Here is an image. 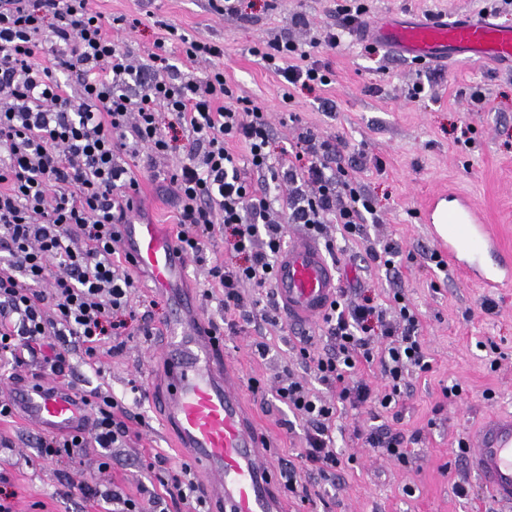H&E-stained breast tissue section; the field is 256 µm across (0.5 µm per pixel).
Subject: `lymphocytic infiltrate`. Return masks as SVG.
I'll return each mask as SVG.
<instances>
[{
	"mask_svg": "<svg viewBox=\"0 0 512 512\" xmlns=\"http://www.w3.org/2000/svg\"><path fill=\"white\" fill-rule=\"evenodd\" d=\"M129 25L125 16L97 10L93 0H0V255L7 263L0 270V370L21 364L27 351L62 376L72 347L94 365L106 341L127 336L137 280L120 258L115 227L143 212L133 160H142L177 202L179 253L201 259L206 241L223 235L232 258L210 266L208 275L224 294L230 327L245 315L243 285L271 286L286 224L316 237L336 224L343 237H357L374 212L358 181L338 165L335 139L302 131L287 161L273 160L270 122L250 100L233 95L223 70L194 78L173 62L177 56L209 62L223 56V47L168 24L142 65L112 38ZM361 26L357 15L345 13L309 44L274 39L261 60L290 88L329 85L328 68L312 60L313 49L336 47ZM165 113L183 133V160L168 170L157 166L174 150L162 126ZM236 143L245 145V157L233 151ZM259 178L287 186L282 205L256 186ZM323 321L330 349L317 354L303 346L299 355L339 400L390 407L407 390L411 371L431 368L419 315L401 292L386 308L368 294L356 302L336 296ZM375 361L381 391L349 384L361 365ZM276 394L308 424L305 465L322 475L341 469L330 447L334 404L287 379ZM90 396L92 436L37 438L41 456L71 459L92 442L122 446L130 433L127 408L106 390ZM163 489L142 501L116 486L80 487L112 512H167L166 501L189 502L197 484L176 477Z\"/></svg>",
	"mask_w": 512,
	"mask_h": 512,
	"instance_id": "f902f5d3",
	"label": "lymphocytic infiltrate"
}]
</instances>
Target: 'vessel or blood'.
<instances>
[{
  "label": "vessel or blood",
  "instance_id": "b4317fda",
  "mask_svg": "<svg viewBox=\"0 0 512 512\" xmlns=\"http://www.w3.org/2000/svg\"><path fill=\"white\" fill-rule=\"evenodd\" d=\"M370 32L414 63L445 64L460 56L512 62V29L485 16L384 18L373 22ZM424 217L434 226L436 250L448 264L474 276L485 289L512 284V253L501 249L470 198L436 195L427 201ZM119 234L128 260L172 295L162 352L167 385L159 404L178 447L190 451L218 512H288L268 466L270 445L255 434L238 378L224 361L223 338L206 332L195 300L179 290L186 265L171 237L158 225L141 223L120 225ZM273 287L283 317L294 324L310 323L336 295V270L320 243L301 233L281 253ZM11 391L18 414L43 433L67 435L90 428L88 399L57 381H20ZM470 466L492 497L512 503V415L482 427Z\"/></svg>",
  "mask_w": 512,
  "mask_h": 512
}]
</instances>
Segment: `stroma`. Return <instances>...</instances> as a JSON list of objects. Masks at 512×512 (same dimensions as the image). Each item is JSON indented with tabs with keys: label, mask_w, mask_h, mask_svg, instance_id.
Here are the masks:
<instances>
[{
	"label": "stroma",
	"mask_w": 512,
	"mask_h": 512,
	"mask_svg": "<svg viewBox=\"0 0 512 512\" xmlns=\"http://www.w3.org/2000/svg\"><path fill=\"white\" fill-rule=\"evenodd\" d=\"M96 4L105 13L137 20L136 28L119 31L114 39L143 64L161 34V19L223 46L224 78L234 95L267 113L274 153L290 147L304 128L340 140V163L355 166L379 221L349 240L336 225L328 226L326 237L338 250V285L349 292L364 289L382 303L402 290L420 314L432 369L413 376L388 409L338 402L301 363V338L316 351L330 348L323 322L291 325L274 311L225 335L224 359L237 369L246 406L271 444L273 473L291 465L299 469L298 491L286 496L288 512H512V504L485 490L458 448L459 441L472 440L484 419L512 413V286L487 293L460 272L437 269L430 259L435 250L430 227L420 220L429 197L455 191L477 204L501 246L512 252V67L462 57L446 67L414 64L361 32L316 53L330 69V85L289 93L256 54L277 37L302 42L318 37L338 24L342 5L361 7L365 21L404 13L429 19L477 16L486 9L496 22L511 26L512 5L501 0H244L242 15L235 17L215 13L210 0ZM416 84L423 91L415 99ZM134 173L144 191V223L175 229L174 200L157 192L145 170ZM389 243L400 249L395 275L374 259ZM226 256L223 239H212L204 263L188 260L183 282L198 297L200 317L218 329L224 326L222 292L212 291L209 299L203 293L209 289V265ZM132 306L136 324L153 327V335L126 337L122 353L102 356L95 369L86 365L82 351L72 352L65 382L81 393L103 386L124 400L132 413L130 436L105 475L146 500L162 491L147 463L157 456L167 469L178 471L185 460L170 446L158 404L165 375L159 329L171 313L170 294L142 276ZM258 341L268 344L266 357L253 355ZM285 373L336 406L333 444L348 460L336 478L323 480L300 467L306 424L275 393ZM135 382L146 389V398L135 399L130 390ZM452 386L458 394L445 396L444 388ZM377 430L403 438L408 463L369 447L365 438ZM39 435L34 424L19 418L0 421V477L15 493L14 512H100L79 487L103 475L98 471L103 449L92 446L73 460L51 461L38 453ZM461 486L466 495L458 494Z\"/></svg>",
	"instance_id": "1"
}]
</instances>
